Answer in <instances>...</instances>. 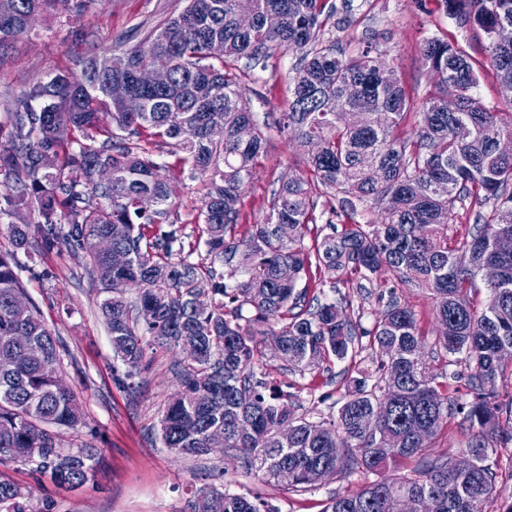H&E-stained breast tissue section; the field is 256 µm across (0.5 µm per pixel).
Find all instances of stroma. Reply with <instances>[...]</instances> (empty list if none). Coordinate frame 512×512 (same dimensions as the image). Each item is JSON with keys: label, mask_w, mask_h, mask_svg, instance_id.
<instances>
[{"label": "stroma", "mask_w": 512, "mask_h": 512, "mask_svg": "<svg viewBox=\"0 0 512 512\" xmlns=\"http://www.w3.org/2000/svg\"><path fill=\"white\" fill-rule=\"evenodd\" d=\"M339 9L333 22L320 33V43L348 52L371 49L384 59L407 93L423 97L433 78L422 66L420 48L430 37L459 44L482 68L477 93L499 111L508 104L483 51L487 40L476 26L461 23L439 9L436 0H334ZM185 0H94L86 10L72 6L41 17L31 31L8 48L0 61V97L17 95L36 79L71 67L73 59L103 53L116 45L118 35L138 43L170 16L179 14ZM298 52L278 54L266 69L244 71L242 87L255 111L280 113L288 109L286 78ZM292 140L272 128L267 132L264 159L254 171L242 200L245 223L265 217L269 186L281 174L302 170ZM171 200L176 205L190 241H198L201 227L197 207L204 193L203 179L169 176ZM26 272L25 291L39 307L47 325L59 336L64 352L62 376L79 394L89 425L100 432L96 442L100 462L89 480L78 487H62L32 473L21 464L0 465V476L21 488L28 512H187V485L215 483L233 492L251 491L270 498L281 512H322L328 498L357 490L373 481L359 471L345 478L323 480L315 489L294 493L286 485L260 475H243L224 457L202 459L176 456L162 442L159 420L178 382L171 367L174 350L150 353V364L125 387L114 380L115 364L107 326L100 316V297L93 286L91 268L80 253L65 246L50 251L38 248L18 254ZM369 350L332 364L330 372L288 370L281 359L266 354L263 366L269 380L293 384L304 410L326 418L328 404L314 405V396L329 393L341 399L349 378L370 367Z\"/></svg>", "instance_id": "35a3bbf8"}]
</instances>
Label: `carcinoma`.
<instances>
[{
	"instance_id": "1",
	"label": "carcinoma",
	"mask_w": 512,
	"mask_h": 512,
	"mask_svg": "<svg viewBox=\"0 0 512 512\" xmlns=\"http://www.w3.org/2000/svg\"><path fill=\"white\" fill-rule=\"evenodd\" d=\"M63 2L0 0V51ZM438 2L486 34L487 58L512 105V0ZM335 10L329 0H187L135 46L80 57L79 70L0 101L8 123L0 127V220L7 219L0 234L14 247L0 252V465H29L79 486L99 462L95 431L76 447L60 434L88 423L78 394L59 385V338L37 308L22 317L12 308L25 293L16 251L63 245L91 262L126 378L140 372L146 348L187 347L190 360L173 365L179 389L160 420L166 447L204 458L207 434L222 429L224 451L240 468L274 481L286 467L296 492L315 485L318 471L327 478L399 472L334 495L322 512H486L498 477L490 450L512 442V395L500 388L508 364L498 357L512 345V253L495 248L498 237H512V154L497 148L512 138V113L485 107L476 93L481 69L439 37L420 49L422 66L437 76L423 100L398 80L382 84L387 64L370 51L319 47L323 20ZM294 49L302 55L288 72V111L258 115L235 62L264 69ZM145 65L168 69L169 84L137 85L133 75ZM118 79L129 84L121 102L107 92ZM409 115L415 136L402 138L396 129ZM216 125L224 126L220 141L211 136ZM245 125L248 139L239 135ZM272 126L291 134L307 170L274 180L264 221L244 228L241 199L264 156L263 129ZM159 142L178 151L174 169L207 180L199 208L206 255L196 262L184 256L181 219L154 155ZM102 167L112 171L108 184L96 179ZM320 202L329 233L310 249L304 240ZM369 204L381 208V221H353ZM24 212L32 223L15 222ZM462 212L473 224L455 238L448 231ZM337 218L350 221L340 233ZM282 224L294 229L287 240ZM106 237L127 253L124 265L96 249ZM489 263L498 281L481 286ZM284 264L287 278L279 274ZM314 267L346 272L353 288L392 279L381 284L371 328L345 316L347 296L323 303L324 290L298 288ZM398 284L430 294L439 325L430 354L448 366L465 360L464 395L449 396L448 381L430 370ZM142 309L152 311L151 323L140 322ZM363 336L374 369L349 379L334 418L297 413L298 395L257 365L268 349L302 373L356 354ZM33 346L42 361L27 358ZM450 421L461 447L435 454L433 441ZM22 498L0 479V512H27ZM218 499L224 512H280L213 485L191 492L188 512H213Z\"/></svg>"
}]
</instances>
